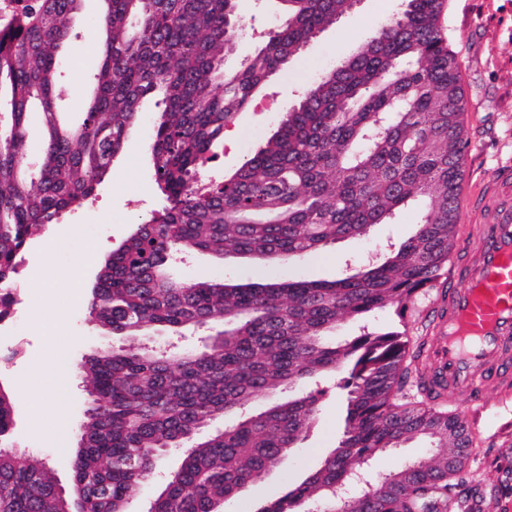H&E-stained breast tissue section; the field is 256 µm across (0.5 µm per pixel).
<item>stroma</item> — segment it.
<instances>
[{
  "mask_svg": "<svg viewBox=\"0 0 512 512\" xmlns=\"http://www.w3.org/2000/svg\"><path fill=\"white\" fill-rule=\"evenodd\" d=\"M398 4L399 0H359L351 13L269 77L254 103L230 124L233 140L207 165L204 179L233 173L246 156L263 147L288 108L321 74L336 68L362 46L396 12ZM99 14L98 0H86L76 19L80 36L61 58L63 97L59 109L73 117L83 112L91 91ZM236 14L242 30L225 59L229 69L239 68L280 19L276 0H236ZM442 25L462 76L468 137L459 193L464 200L475 195L498 169L512 167V0H448ZM157 112L154 99L144 100L135 131L95 196L57 219L53 241L33 240L18 267L16 284L29 311L17 328L15 345L0 344V385L8 387L12 395L15 448L42 458L64 486L72 480L75 431L87 404V381L72 365L104 341L88 314L87 297L96 269L136 224L162 204L151 165ZM416 221V210L410 207L401 212L395 225L375 226L367 237L343 240L298 260L267 262L232 256L220 260L198 254L175 264L173 273L187 283L201 277L234 282L333 280L345 273L347 264L359 265L386 254L389 240L412 235ZM48 275L56 283L50 294L42 286ZM447 288V276H440L434 286L421 289L404 307H390L362 321L341 322L336 335H358L365 325L377 331H402L411 342H418L427 334L430 307ZM48 322L61 325L50 348L43 333ZM47 382L53 392L46 402L42 392ZM309 387L319 393L320 410L306 438L289 451L278 468L256 479L239 498L226 501L224 512H247L248 507L277 496L286 482L301 481L336 448L346 414L344 373L336 371L310 382ZM483 401V417L469 426L474 445L466 463L467 477L483 502L498 508L512 504V411L500 410L494 393H485ZM180 463V451L163 455L150 482L131 496L128 512H146L168 474Z\"/></svg>",
  "mask_w": 512,
  "mask_h": 512,
  "instance_id": "stroma-1",
  "label": "stroma"
}]
</instances>
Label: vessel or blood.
<instances>
[{
  "mask_svg": "<svg viewBox=\"0 0 512 512\" xmlns=\"http://www.w3.org/2000/svg\"><path fill=\"white\" fill-rule=\"evenodd\" d=\"M479 233L455 243V285L436 307L429 331L431 367L421 382L462 406L482 384L512 403V169H500L470 203Z\"/></svg>",
  "mask_w": 512,
  "mask_h": 512,
  "instance_id": "obj_1",
  "label": "vessel or blood"
}]
</instances>
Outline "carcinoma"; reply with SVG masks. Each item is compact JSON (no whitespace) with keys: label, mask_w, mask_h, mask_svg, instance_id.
Returning a JSON list of instances; mask_svg holds the SVG:
<instances>
[{"label":"carcinoma","mask_w":512,"mask_h":512,"mask_svg":"<svg viewBox=\"0 0 512 512\" xmlns=\"http://www.w3.org/2000/svg\"><path fill=\"white\" fill-rule=\"evenodd\" d=\"M83 0H27L0 28V288L33 236L94 195L129 137L141 100L162 97L154 125L155 182L166 205L105 260L89 316L105 336L135 340L214 331L202 351L98 347L77 364L90 407L77 432L72 481L14 448V410L0 396V512H125L156 459L184 449L148 512H223L304 439L319 398L302 391L242 415L259 393L285 392L341 369L343 437L322 464L255 512H454L472 445L457 412L405 391L412 363L405 333L364 330L333 339L337 322L401 305L448 266L465 152L459 65L441 19L447 0H401L356 54L323 74L289 108L264 147L231 176L197 185L224 128L258 88L350 0H281L284 21L235 71V0H102L99 62L87 112L70 124L57 106L60 50ZM44 151L26 174L30 117ZM412 202L417 228L332 281L192 283L170 271L196 253L302 258L388 224ZM238 419L203 438L221 415ZM422 438L430 457L378 475L369 461Z\"/></svg>","instance_id":"obj_1"}]
</instances>
